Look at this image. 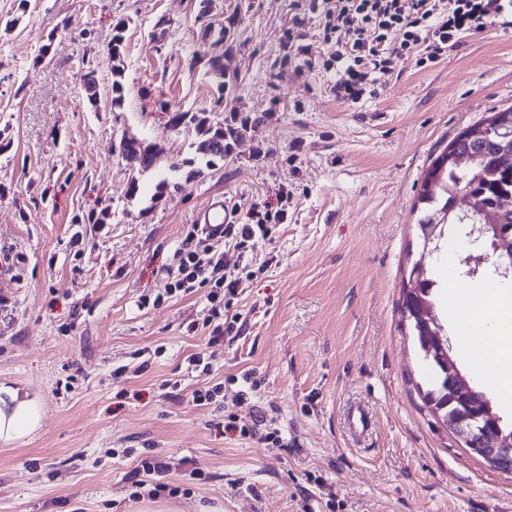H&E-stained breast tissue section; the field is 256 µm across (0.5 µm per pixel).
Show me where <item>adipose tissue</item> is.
<instances>
[{"label": "adipose tissue", "instance_id": "1", "mask_svg": "<svg viewBox=\"0 0 512 512\" xmlns=\"http://www.w3.org/2000/svg\"><path fill=\"white\" fill-rule=\"evenodd\" d=\"M448 297L455 315L467 318L471 328L459 338L462 351L481 366L489 360L512 365V290L493 283L452 286Z\"/></svg>", "mask_w": 512, "mask_h": 512}]
</instances>
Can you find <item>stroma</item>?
<instances>
[{"instance_id":"stroma-1","label":"stroma","mask_w":512,"mask_h":512,"mask_svg":"<svg viewBox=\"0 0 512 512\" xmlns=\"http://www.w3.org/2000/svg\"><path fill=\"white\" fill-rule=\"evenodd\" d=\"M212 13L237 18L221 79L199 0H0V390L41 414L0 440V512H138L131 478L149 457L167 462L180 512H512V472L424 404L429 373L401 310L427 171L512 105V24L490 19L424 69L408 53L351 104L331 91L325 19L307 0H214ZM294 27L311 66L288 55ZM169 109L268 120L222 168L156 198L193 154ZM126 132L159 146L156 167L131 173ZM212 198L242 221L288 212L225 249L243 278L241 328L216 346L207 289L172 295L165 278ZM358 407L369 428L351 420ZM259 412L281 444L241 435Z\"/></svg>"}]
</instances>
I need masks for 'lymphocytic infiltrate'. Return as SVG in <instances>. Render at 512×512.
<instances>
[{
  "mask_svg": "<svg viewBox=\"0 0 512 512\" xmlns=\"http://www.w3.org/2000/svg\"><path fill=\"white\" fill-rule=\"evenodd\" d=\"M310 11L326 18L325 41L334 43L330 56L336 70L331 91L337 100L355 103L366 93L372 75L389 73L410 50L418 65L437 62L467 33L484 29L490 18L512 14V0H309ZM169 270L170 286L191 292L209 291L213 302L209 345L224 339V312L242 286L228 269L217 246H201L188 230Z\"/></svg>",
  "mask_w": 512,
  "mask_h": 512,
  "instance_id": "obj_1",
  "label": "lymphocytic infiltrate"
}]
</instances>
